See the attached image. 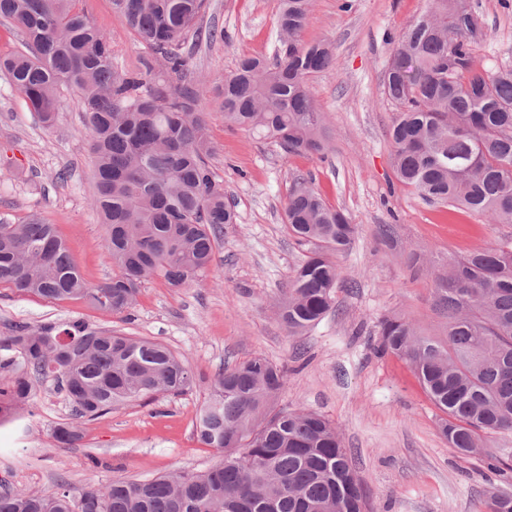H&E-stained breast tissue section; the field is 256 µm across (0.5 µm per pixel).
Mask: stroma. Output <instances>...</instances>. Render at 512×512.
<instances>
[{"mask_svg":"<svg viewBox=\"0 0 512 512\" xmlns=\"http://www.w3.org/2000/svg\"><path fill=\"white\" fill-rule=\"evenodd\" d=\"M429 0H313L306 41L332 45L334 66L309 87L326 114L325 156L289 155L269 141L227 127L217 86L246 56L274 59L280 0H209L202 29L213 42L191 44V63L206 88L209 162L237 215L203 277L175 288L144 281L131 311L115 314L83 300L51 303L0 288V336L6 323L33 325L81 318L90 325L160 342L195 375L193 390L130 402L80 422L81 441L58 444L71 406L52 381L35 387L30 415L0 422V486L32 493L58 476L76 486L144 479L176 470L204 471L219 459L194 434L196 413L224 365L261 356L281 367L279 405L317 412L340 430L367 490L368 512H480L487 473L481 455L450 447L439 410L411 368L377 351L380 320L409 318L421 336L442 341L447 318L433 301L436 262L512 237V224L429 204L400 184L391 165L389 129L397 108L383 76L398 37ZM80 9L112 39V63L142 70L149 51L113 11L111 0H80ZM482 36L473 45L478 70L512 68V0H480ZM60 110L45 127L0 71V224L38 216L55 225L89 287L111 279L106 229L95 193L90 133L78 96L58 90ZM312 177L324 200L347 211L355 239L336 257L335 308L300 336L287 335L279 312L288 279L306 253L288 233L284 207L300 177ZM391 227L381 236L380 225Z\"/></svg>","mask_w":512,"mask_h":512,"instance_id":"1","label":"stroma"}]
</instances>
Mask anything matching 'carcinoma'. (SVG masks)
<instances>
[{
    "label": "carcinoma",
    "mask_w": 512,
    "mask_h": 512,
    "mask_svg": "<svg viewBox=\"0 0 512 512\" xmlns=\"http://www.w3.org/2000/svg\"><path fill=\"white\" fill-rule=\"evenodd\" d=\"M78 0H0V18L26 36V50L0 57V69L50 125L57 89H73L91 133L94 206L107 226L105 255L116 272L87 286L54 225L0 224V285L50 302L86 299L130 310L154 275L182 286L213 266L224 226L235 214L207 161L211 147L195 70L184 50L206 0H111L139 41L161 55L172 84L155 72L112 65V40L77 8ZM282 55L246 57L221 80L224 122L271 140L290 155H323L326 117L308 77L333 67L332 49L303 40L311 0H281ZM474 0H431L399 36L384 73L398 107L389 130L398 181L426 202L497 224H512V69L473 67L480 33ZM288 230L311 245L292 271L281 307L288 334L318 325L334 308L335 257L357 233L348 214L301 178L285 208ZM437 309L448 338L417 334L402 316L379 324L380 348L405 361L442 412L440 429L464 455L512 433V238L472 252L436 278ZM0 418L30 404L49 376L76 419L189 391L194 374L168 347L80 320L15 322L0 338ZM283 370L263 357L224 368L196 421L197 440L222 453L203 472H174L104 486L36 493L0 491V512H367V494L339 429L312 411H284ZM59 444L82 439L78 426L55 429ZM494 477L512 472V448L487 456ZM485 512H512V494L493 489Z\"/></svg>",
    "instance_id": "1"
}]
</instances>
